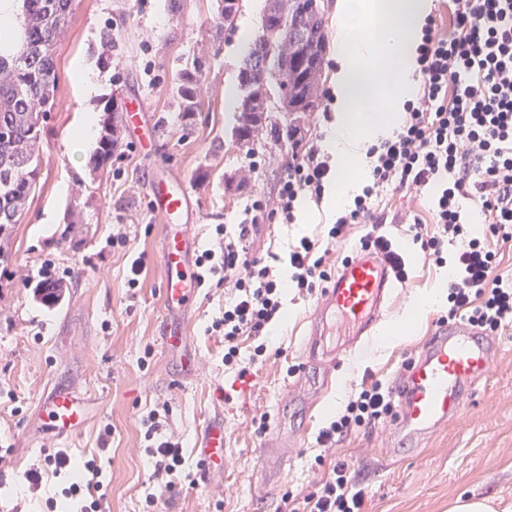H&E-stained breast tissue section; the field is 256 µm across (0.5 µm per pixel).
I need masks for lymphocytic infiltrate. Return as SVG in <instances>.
Listing matches in <instances>:
<instances>
[{"mask_svg": "<svg viewBox=\"0 0 512 512\" xmlns=\"http://www.w3.org/2000/svg\"><path fill=\"white\" fill-rule=\"evenodd\" d=\"M416 54L417 93L405 102L399 128L368 149L369 183L337 215L328 236L342 238L349 225L366 224L365 243L390 249L379 196L391 188L430 196L429 222L414 219L409 230L437 258L448 243L458 244L451 259L449 317H464L484 330L504 329L512 326V281L496 274V253L487 238L469 233L461 202L478 201L492 230L512 224V0H451L447 26L428 18ZM291 158L276 194L253 199L234 234L216 225L212 248L197 259L201 283L215 278L224 286V314L212 328L224 335L225 365L242 375L248 372L240 358L242 337L255 339L253 355L262 357L265 349L257 339L280 317L286 288L310 293L328 278L325 259L316 256L309 238L290 246L287 281L250 252L260 220L293 223L301 198L323 197L330 165L321 147L294 140ZM392 408L388 388L362 387L317 442L332 452L354 427L383 424ZM363 506L355 475L338 463L307 493L283 495L277 512H363Z\"/></svg>", "mask_w": 512, "mask_h": 512, "instance_id": "obj_1", "label": "lymphocytic infiltrate"}]
</instances>
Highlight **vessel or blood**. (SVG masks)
<instances>
[{"label":"vessel or blood","mask_w":512,"mask_h":512,"mask_svg":"<svg viewBox=\"0 0 512 512\" xmlns=\"http://www.w3.org/2000/svg\"><path fill=\"white\" fill-rule=\"evenodd\" d=\"M154 213L168 225L163 236L160 262L164 271L162 296L170 318L164 332L167 347L181 345L182 312L197 300L201 287L194 264L195 240L189 233L192 197L185 183L171 187L156 180L147 183ZM398 272L386 251L359 250L343 262L310 316L304 342L310 363L331 370L338 359L352 353L371 335L394 288ZM342 320L345 342L333 345L332 323ZM478 331L464 322L441 325L416 359L400 372L395 395L400 406L398 429L408 443L419 442L455 418L464 393L483 375L495 357V345L477 338ZM47 431L68 439L79 434L91 415L86 398L66 389H55L41 404ZM197 446L203 466L219 467L224 451V423L211 421L201 430Z\"/></svg>","instance_id":"1"}]
</instances>
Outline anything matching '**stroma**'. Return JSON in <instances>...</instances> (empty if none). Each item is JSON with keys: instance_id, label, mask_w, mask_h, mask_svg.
Here are the masks:
<instances>
[{"instance_id": "obj_1", "label": "stroma", "mask_w": 512, "mask_h": 512, "mask_svg": "<svg viewBox=\"0 0 512 512\" xmlns=\"http://www.w3.org/2000/svg\"><path fill=\"white\" fill-rule=\"evenodd\" d=\"M264 0H241L233 26L217 27L215 0H75L55 61L59 89L40 143L39 187L9 236L0 235V512H51L61 499L66 475L44 470L47 454L67 450L75 464L95 459L104 472L103 490L89 487L84 500L101 499L103 512H149L147 496H159L160 512H276L284 492L299 494L328 475L335 460L348 461L364 491L365 512H448L458 496H489L495 512L512 507V327L492 332L498 353L461 400L447 426L402 451L396 416L383 427L354 428L322 457L316 442L361 387L394 386L400 367L419 350L448 314L439 298L405 334L387 344L370 337L337 365L328 390H314L317 370H304L305 320L317 295L289 291L275 336H265L267 354L251 368L254 388L247 399L225 398L237 369L224 364V338L211 330L224 309V289H202L187 313L189 350L162 344L165 312L159 252L164 226L151 212L147 179L179 175L187 183L197 219L200 249L214 228L239 224L254 197L272 195L291 159L269 133L257 144L235 145V116L224 101L237 87L245 51L237 43L256 30ZM112 30V55L99 59L100 33ZM97 60L99 95L85 99L72 76L74 59ZM204 63L200 110L183 119L174 87L194 60ZM140 94L156 123L155 150L140 148L131 118H124L119 144L103 176L89 172L70 137L83 112H102L107 100L125 104ZM380 208L394 223L389 230L409 257L408 279L397 288L383 324L403 319L419 297L448 283V267L425 257L401 225L409 215L428 219L427 202L384 194ZM336 219L327 202L304 200L294 223L274 224L256 234L253 254L273 260L287 275L290 240H323ZM142 261L137 287H129L131 265ZM50 269L64 288L51 306L36 292L38 272ZM69 388L89 398L95 412L82 433L59 439L38 417L42 396ZM157 411V439L173 436L184 446L191 480L161 491L145 449L144 419ZM264 411L269 429L257 434L252 419ZM224 422V467L205 473L196 441L211 420ZM294 437L278 468L262 465L260 450L272 439ZM42 474L31 484L27 471Z\"/></svg>"}]
</instances>
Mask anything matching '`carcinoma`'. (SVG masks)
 <instances>
[{
  "mask_svg": "<svg viewBox=\"0 0 512 512\" xmlns=\"http://www.w3.org/2000/svg\"><path fill=\"white\" fill-rule=\"evenodd\" d=\"M21 23L15 36L0 42V228L16 224L36 192L42 168L41 135L53 107L58 74L55 53L67 28L74 0H19ZM326 11L309 12L292 5L283 10L277 23L278 41L288 44L281 67L272 80L294 98L314 109L318 104L317 80L327 51ZM267 39L254 38L237 82L238 99H243V77H260L266 60ZM203 63L184 69L177 80V96L183 117L199 111ZM118 104L104 106L98 147L88 167L105 174L119 137L112 126Z\"/></svg>",
  "mask_w": 512,
  "mask_h": 512,
  "instance_id": "obj_1",
  "label": "carcinoma"
}]
</instances>
